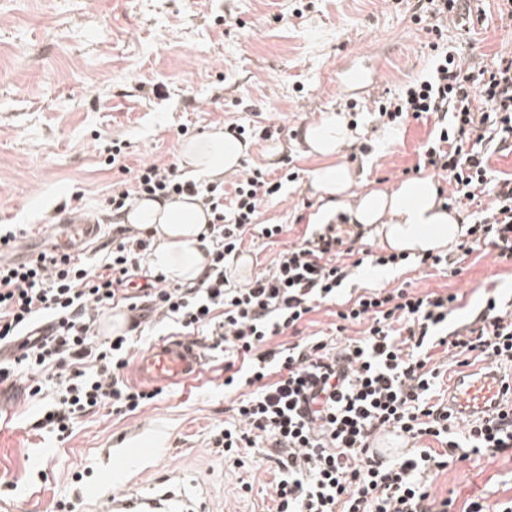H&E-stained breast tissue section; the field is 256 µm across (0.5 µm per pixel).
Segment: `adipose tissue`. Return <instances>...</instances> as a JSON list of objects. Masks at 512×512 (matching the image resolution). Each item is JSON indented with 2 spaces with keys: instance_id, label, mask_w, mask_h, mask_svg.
<instances>
[{
  "instance_id": "1",
  "label": "adipose tissue",
  "mask_w": 512,
  "mask_h": 512,
  "mask_svg": "<svg viewBox=\"0 0 512 512\" xmlns=\"http://www.w3.org/2000/svg\"><path fill=\"white\" fill-rule=\"evenodd\" d=\"M349 139L343 117L327 115L309 125L303 140L321 158L311 187L326 206L350 205L353 222L369 227L379 246L391 253L426 255L454 245L464 233L462 217L445 208L433 180L414 178L391 189L355 192V171L337 155ZM246 154L242 141L215 130L184 142L181 162L200 178L216 179L237 171ZM210 217L191 197L141 199L122 213L120 223L152 232L156 248L150 262L174 282L188 283L202 273L209 240L203 234Z\"/></svg>"
}]
</instances>
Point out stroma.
I'll use <instances>...</instances> for the list:
<instances>
[{"label": "stroma", "mask_w": 512, "mask_h": 512, "mask_svg": "<svg viewBox=\"0 0 512 512\" xmlns=\"http://www.w3.org/2000/svg\"><path fill=\"white\" fill-rule=\"evenodd\" d=\"M466 24L445 22L441 34L416 23L395 0H0V224L31 230L59 221L62 207L97 220V244L83 256L97 262L115 220L102 201L127 188L145 162L179 161L185 138L232 124L275 126V140L250 139L245 163L284 175L293 158L297 182L282 202L265 206L260 223L281 224L276 242L246 235L234 261L237 277L269 268L307 224L330 219L310 186L321 161L302 134L327 114L347 110L338 83L343 67L375 61L379 92L398 91L426 75L442 42L472 68L512 58V17L500 0H471ZM358 127L342 160L362 187H391L417 165L433 123L400 128L377 123L372 100L358 98ZM129 143L124 169L107 165L112 140ZM356 272L348 290L411 285L451 292L461 324L487 295L512 298V259L477 250L456 276L417 263L370 275ZM195 379L164 388L158 401L133 413L102 409L80 417L67 438L33 426L26 374L0 388V512H109L115 497L170 491L203 503L206 512H273L276 465L256 442L244 467L224 460L214 434L234 422L224 393V352L206 349ZM132 454L117 468L113 459ZM253 485L240 489L241 481ZM449 512L473 501L486 512L512 499V459L472 455L435 479Z\"/></svg>", "instance_id": "35a3bbf8"}]
</instances>
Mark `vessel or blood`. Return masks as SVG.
Wrapping results in <instances>:
<instances>
[{
  "label": "vessel or blood",
  "instance_id": "obj_1",
  "mask_svg": "<svg viewBox=\"0 0 512 512\" xmlns=\"http://www.w3.org/2000/svg\"><path fill=\"white\" fill-rule=\"evenodd\" d=\"M378 69L346 68V89L363 93L373 92L377 85ZM96 232L95 225L82 220L65 219L46 226L44 237L52 246L71 251L87 243ZM205 361L202 346L187 336H168L150 346L137 350L131 361L136 381L150 388H160L189 381L197 377ZM512 409V394H506L503 375L486 363L459 368L449 381L448 411L456 418L489 419L497 413ZM368 445L373 454L387 457L407 452L408 438L388 428L371 435ZM113 512H176L161 494L151 496H121L112 501Z\"/></svg>",
  "mask_w": 512,
  "mask_h": 512
}]
</instances>
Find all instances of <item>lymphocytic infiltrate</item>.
<instances>
[{"mask_svg":"<svg viewBox=\"0 0 512 512\" xmlns=\"http://www.w3.org/2000/svg\"><path fill=\"white\" fill-rule=\"evenodd\" d=\"M377 110L396 124L435 115L421 159L447 182L446 207L491 199L453 250L427 254L421 264L458 275L482 243L512 257V176H492L489 167L493 153L512 152V58L472 72L454 51H443L426 76L380 99ZM282 189L283 182L259 168L240 171L227 188L182 179L173 163L140 165L129 188L106 198L107 209L117 215L142 198L194 197L211 215L212 242L197 281L172 284L158 273L141 298L129 291L131 276L154 245L132 226H120L99 263L91 264L75 253L14 261L16 231L1 224L0 346L14 345L17 353L0 362V381L24 366L31 396L43 400L36 428L61 437L97 409L122 414L152 404L157 391L123 377L131 360L128 333L103 340L96 334L109 311L143 308L177 335L210 337L213 347L233 354L224 365V388L251 392L237 403V423L216 434L213 445L240 467L242 448L256 437L267 440L279 473L275 512H448V500H437L428 477L472 452L495 457L511 450L512 416L471 422L457 439V422L436 396L441 372L433 352L445 349L460 365L475 356L512 363V300L488 297L471 322L452 327L457 294L369 289L341 303L337 318L360 332L330 353L323 340L302 338V327L343 293L362 265L338 258L332 225H307L268 272L242 281L232 274L251 226L269 240L283 234V225L258 222ZM45 320L52 333L38 335ZM287 333L296 343L275 344ZM387 427L437 445L399 458L368 454V438Z\"/></svg>","mask_w":512,"mask_h":512,"instance_id":"obj_1","label":"lymphocytic infiltrate"}]
</instances>
